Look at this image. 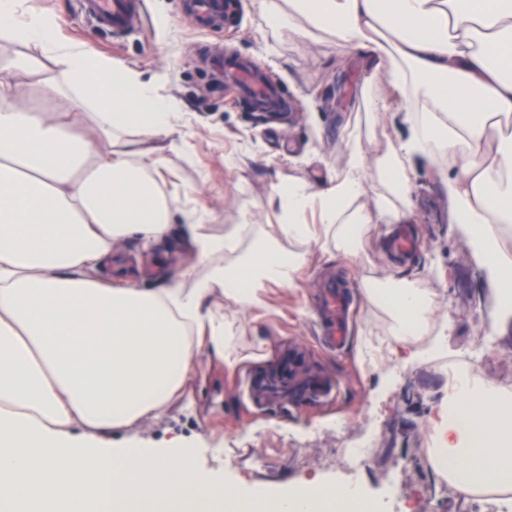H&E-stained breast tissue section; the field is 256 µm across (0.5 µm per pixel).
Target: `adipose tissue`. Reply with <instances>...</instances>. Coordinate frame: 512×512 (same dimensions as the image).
<instances>
[{
    "mask_svg": "<svg viewBox=\"0 0 512 512\" xmlns=\"http://www.w3.org/2000/svg\"><path fill=\"white\" fill-rule=\"evenodd\" d=\"M267 26L296 37L326 30L374 62L372 78L407 134L393 158L348 140L328 183L277 187L279 240L241 252L251 225L211 233L209 214L165 194L155 142L172 136L178 103L153 81L89 45L59 38L55 14L0 0V36L40 49L0 62V512H372L359 489L316 479L274 491L230 487L195 465L179 440L105 448L103 435L163 412L207 349L226 366L224 309L293 288L309 247L356 255L378 224L412 221L416 165L444 182L451 219L489 273L497 326L512 324V0H258ZM57 75L43 76L44 58ZM67 111L36 109L27 80ZM136 130L138 139H125ZM383 184V191L372 188ZM369 204H362V197ZM315 212L317 224L305 221ZM182 217L202 274L157 287H116L96 270L125 242L166 239ZM235 254L225 263V254ZM365 297L389 313L394 342L415 349L435 324V295L391 279ZM430 460L455 492L512 491V396L455 372L434 426Z\"/></svg>",
    "mask_w": 512,
    "mask_h": 512,
    "instance_id": "ef3b65f1",
    "label": "adipose tissue"
}]
</instances>
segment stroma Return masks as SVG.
Masks as SVG:
<instances>
[{"label": "stroma", "mask_w": 512, "mask_h": 512, "mask_svg": "<svg viewBox=\"0 0 512 512\" xmlns=\"http://www.w3.org/2000/svg\"><path fill=\"white\" fill-rule=\"evenodd\" d=\"M235 18L225 31L195 26L188 0H146L148 24L122 38L101 32L80 15L76 0H29L58 15L60 37L90 44L101 55L154 79L160 95L176 100L184 114L174 138L178 153L160 152L168 185L179 190L184 208L214 214V230L254 224L259 234L279 237L277 211L269 200L277 185L304 180L326 184L335 173L342 143L358 138L383 154L404 129L392 112L367 106L377 88L367 80L374 67L365 54L336 45L335 37L315 31L280 39L267 29L256 0H234ZM231 46L261 63L295 102L280 119L263 120L248 111L214 67L202 62L205 49ZM411 197L418 255L397 264L389 251L395 225L380 224L364 239L358 255L334 247L315 250L296 287L270 286L260 305L241 316L244 330L232 342L242 360L227 367L199 355L183 389L160 415L112 433L116 447L160 448L181 437L194 448L199 465L226 482L273 490L319 478L362 490L374 512H497L512 493L459 497L428 463L431 419L446 396L448 365L464 356L512 394V332L494 329L490 284L469 237L451 222L444 186L427 167H417ZM170 236L151 246H123L101 270L116 285L153 287L152 261L161 259L171 277L197 267V259L175 219ZM443 280H436V271ZM388 275L436 292L451 328L442 352L424 363H398L385 356L392 338L389 318L362 294L365 278ZM345 284L353 313L344 351H331L317 339L315 297L326 280ZM293 343L305 351L309 370L339 383L335 398L288 415L253 407L238 382L250 371L277 369V349ZM376 435L359 464L341 462L342 442L358 439L365 426Z\"/></svg>", "instance_id": "1"}]
</instances>
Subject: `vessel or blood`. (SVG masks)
<instances>
[{
  "mask_svg": "<svg viewBox=\"0 0 512 512\" xmlns=\"http://www.w3.org/2000/svg\"><path fill=\"white\" fill-rule=\"evenodd\" d=\"M81 9L101 31L116 37L137 32L147 21L144 0H80ZM196 10L208 26L218 27L224 22V0H197ZM224 73L241 92L252 111L283 112L290 106V99L277 83L263 70L261 64L227 55ZM321 311L318 335L321 342L333 350L342 349L347 342L351 317L349 304L343 293L335 287H324L316 297ZM243 389L252 404L271 408L280 403L278 384L260 373L248 374ZM335 387L330 382L314 378L305 386L294 390L295 404L308 399L329 400Z\"/></svg>",
  "mask_w": 512,
  "mask_h": 512,
  "instance_id": "1",
  "label": "vessel or blood"
}]
</instances>
